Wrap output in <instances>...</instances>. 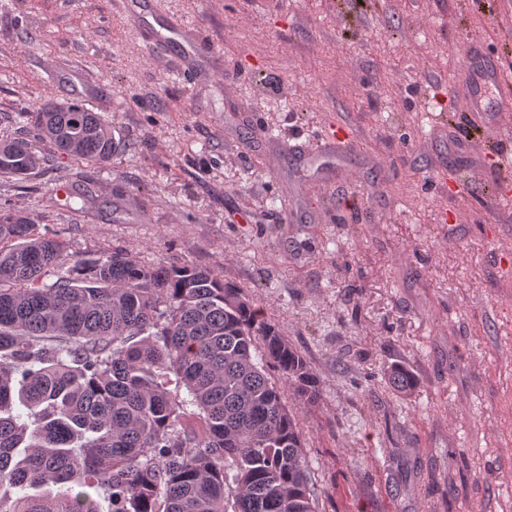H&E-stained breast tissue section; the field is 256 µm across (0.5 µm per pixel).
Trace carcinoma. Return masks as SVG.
Returning a JSON list of instances; mask_svg holds the SVG:
<instances>
[{"instance_id": "1", "label": "carcinoma", "mask_w": 512, "mask_h": 512, "mask_svg": "<svg viewBox=\"0 0 512 512\" xmlns=\"http://www.w3.org/2000/svg\"><path fill=\"white\" fill-rule=\"evenodd\" d=\"M57 155L112 159L111 129L46 102L0 139V173ZM53 282L48 284L46 279ZM272 366L313 404L319 379L243 289L115 248L71 260L57 235L0 213V512H316L299 423ZM396 393L407 367L387 369ZM60 486L57 496L31 488Z\"/></svg>"}]
</instances>
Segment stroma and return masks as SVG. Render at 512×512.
<instances>
[{
  "instance_id": "35a3bbf8",
  "label": "stroma",
  "mask_w": 512,
  "mask_h": 512,
  "mask_svg": "<svg viewBox=\"0 0 512 512\" xmlns=\"http://www.w3.org/2000/svg\"><path fill=\"white\" fill-rule=\"evenodd\" d=\"M123 2L0 0V135L77 98L117 145L39 147L0 208L71 258L210 269L263 307L319 378L287 397L318 512H512V112L473 124L461 94L470 44L512 77V0H155L223 47L201 80ZM334 127L329 185L288 145ZM387 383L396 393H407L414 389L416 377L407 367L392 365L387 369Z\"/></svg>"
}]
</instances>
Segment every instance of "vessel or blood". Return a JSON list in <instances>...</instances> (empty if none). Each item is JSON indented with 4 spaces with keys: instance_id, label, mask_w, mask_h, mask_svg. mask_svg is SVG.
<instances>
[{
    "instance_id": "1",
    "label": "vessel or blood",
    "mask_w": 512,
    "mask_h": 512,
    "mask_svg": "<svg viewBox=\"0 0 512 512\" xmlns=\"http://www.w3.org/2000/svg\"><path fill=\"white\" fill-rule=\"evenodd\" d=\"M126 12L137 23L150 55L165 57L173 53L182 71L207 77L223 74V50L203 38L195 25L153 8L150 0H126ZM466 68L470 80L463 91L469 117L512 110V95L504 90L507 77L482 46H471Z\"/></svg>"
}]
</instances>
